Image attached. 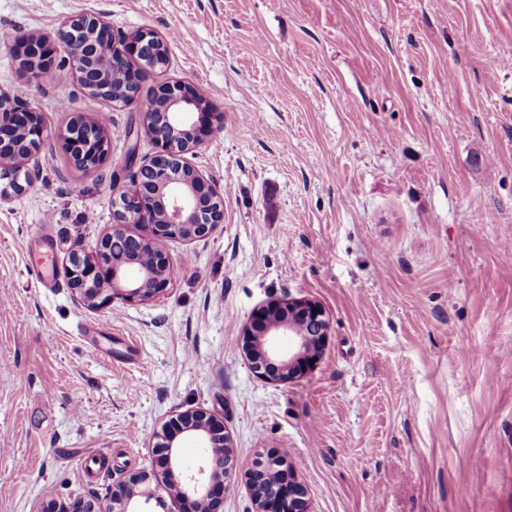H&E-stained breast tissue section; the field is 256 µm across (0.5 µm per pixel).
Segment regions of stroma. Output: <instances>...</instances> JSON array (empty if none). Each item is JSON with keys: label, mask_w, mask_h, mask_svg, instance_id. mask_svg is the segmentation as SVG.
I'll use <instances>...</instances> for the list:
<instances>
[{"label": "stroma", "mask_w": 512, "mask_h": 512, "mask_svg": "<svg viewBox=\"0 0 512 512\" xmlns=\"http://www.w3.org/2000/svg\"><path fill=\"white\" fill-rule=\"evenodd\" d=\"M84 13L167 36L140 95H206L220 129L187 160L223 190L224 222L168 243L159 297L82 305L66 261L131 187L141 114L100 104L109 155L77 170L64 44L33 77L0 43V91L26 88L48 128L0 200V512H109L141 474L152 512H178L159 443L193 410L233 441L218 512H254L245 473L271 457L309 512H512V0H0V29ZM43 252L50 288L29 272ZM288 298L330 330L303 377L272 383L243 332Z\"/></svg>", "instance_id": "obj_1"}]
</instances>
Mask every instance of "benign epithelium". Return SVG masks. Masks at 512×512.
Masks as SVG:
<instances>
[{
    "instance_id": "benign-epithelium-1",
    "label": "benign epithelium",
    "mask_w": 512,
    "mask_h": 512,
    "mask_svg": "<svg viewBox=\"0 0 512 512\" xmlns=\"http://www.w3.org/2000/svg\"><path fill=\"white\" fill-rule=\"evenodd\" d=\"M65 46L72 60L77 82L85 93L106 91L110 77L95 63L101 53L112 52L127 67V89L110 103L126 107L137 103L144 75L165 71L169 66L167 39L150 30H137L117 36L103 18L91 14L76 16L68 24ZM57 35H40L18 40L21 61L30 74H37L53 60ZM157 103L141 112L136 136L152 138L157 151L138 167L134 188L120 191L113 224L97 248L90 253H73L66 265L71 288L89 308H102L116 298L128 302L148 301L164 292L172 269L167 253H161L155 270L139 267L122 254L109 250V239L122 235L129 239V249L156 240H195L206 237L224 221V193L210 184L189 162L186 154L194 151L215 129L211 106L200 102L202 94L189 84L165 82L154 90ZM67 153L73 146L81 150L78 158L87 169L95 170L109 153L106 125L82 113L74 115L62 135ZM47 140L40 112L19 94L0 92V181L19 182L21 162L40 151ZM330 329L326 312L307 300L272 301L254 315L246 332L244 349L251 368L274 383L300 378L319 359ZM288 338V354L274 346L279 337ZM178 432L161 444L166 453L159 459L166 478L181 501L179 512H215L216 492L229 473V465L217 466L210 455L196 472L179 477L181 468L176 447L178 436L198 439L201 447L215 446L222 424L202 411L179 415ZM263 471H248L249 487L255 512H308L302 485L288 476L275 491L261 487ZM146 476L140 475L121 485L114 493L119 512H142L139 501L151 495L140 488Z\"/></svg>"
}]
</instances>
